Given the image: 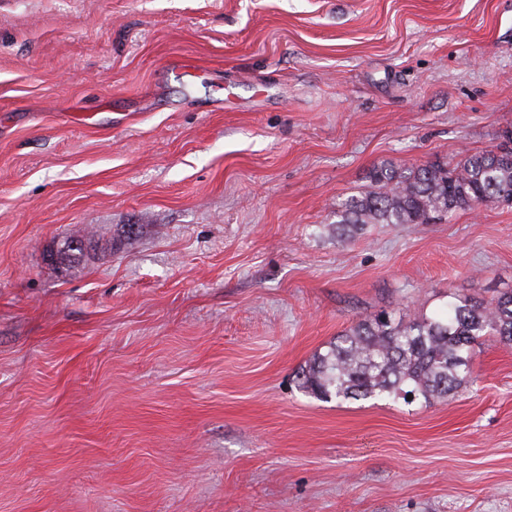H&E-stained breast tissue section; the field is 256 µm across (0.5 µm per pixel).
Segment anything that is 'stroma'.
Wrapping results in <instances>:
<instances>
[{
    "label": "stroma",
    "instance_id": "obj_1",
    "mask_svg": "<svg viewBox=\"0 0 512 512\" xmlns=\"http://www.w3.org/2000/svg\"><path fill=\"white\" fill-rule=\"evenodd\" d=\"M511 142L512 0H0V512H512V346L431 403L295 377L512 289V206L333 226Z\"/></svg>",
    "mask_w": 512,
    "mask_h": 512
}]
</instances>
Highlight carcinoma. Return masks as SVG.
Masks as SVG:
<instances>
[{
  "label": "carcinoma",
  "mask_w": 512,
  "mask_h": 512,
  "mask_svg": "<svg viewBox=\"0 0 512 512\" xmlns=\"http://www.w3.org/2000/svg\"><path fill=\"white\" fill-rule=\"evenodd\" d=\"M371 189L336 208V234L347 240L371 224H428L482 203L512 197V148L464 156L454 166L375 165ZM482 336L512 345V290L489 301L452 293L446 311L406 321L362 318L317 353L296 375L302 391L341 401L388 398L431 403L471 375L470 350Z\"/></svg>",
  "instance_id": "obj_1"
}]
</instances>
